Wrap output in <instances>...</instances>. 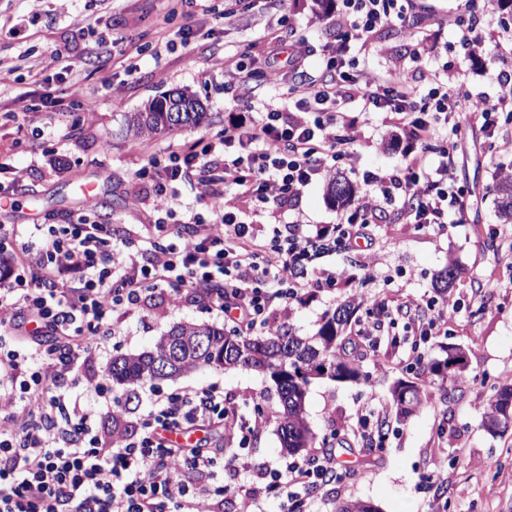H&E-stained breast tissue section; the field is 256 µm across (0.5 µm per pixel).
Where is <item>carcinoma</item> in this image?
I'll list each match as a JSON object with an SVG mask.
<instances>
[{
  "mask_svg": "<svg viewBox=\"0 0 512 512\" xmlns=\"http://www.w3.org/2000/svg\"><path fill=\"white\" fill-rule=\"evenodd\" d=\"M197 101L186 91L176 90L152 99L141 112L127 116L126 132L134 138L158 136L175 130L195 128L207 119L203 106L194 112H167L171 101ZM499 212L506 223H512V178L498 182ZM326 194L343 205L352 201L354 188L347 179L333 173L326 182ZM362 302L351 296L332 311L326 312L317 331L300 336L283 326L265 336H249L237 330H228L208 324H180L160 337L153 349L138 355L112 358L108 372L120 384L172 378L207 366L214 369H245L264 372L274 384L282 411L278 432L283 448L296 453L312 448L319 441L310 428L305 410L307 389L320 378L321 362L335 363L342 372L340 379L347 382H365L369 373L364 370L357 347H347L345 336L352 318L361 309ZM205 339L207 348L198 350V340ZM444 357L427 363L428 371L445 381L459 376L466 368L467 354L459 346H441ZM424 392L415 383L407 385L404 396H392L396 415L406 418L420 406ZM498 427L501 434L512 427V384L491 386L487 412L482 426Z\"/></svg>",
  "mask_w": 512,
  "mask_h": 512,
  "instance_id": "carcinoma-1",
  "label": "carcinoma"
}]
</instances>
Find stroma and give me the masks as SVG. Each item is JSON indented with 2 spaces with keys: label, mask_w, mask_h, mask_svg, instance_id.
Here are the masks:
<instances>
[{
  "label": "stroma",
  "mask_w": 512,
  "mask_h": 512,
  "mask_svg": "<svg viewBox=\"0 0 512 512\" xmlns=\"http://www.w3.org/2000/svg\"><path fill=\"white\" fill-rule=\"evenodd\" d=\"M466 0H421L404 21L377 31L358 62L370 72L387 70L398 57L409 56L424 42L430 68H446L449 87L464 84L472 94L496 99V74L512 65V43L488 45L477 62L463 48L462 31L452 19ZM234 10L225 18V10ZM308 40L314 47L308 74L318 78L323 59L336 42L332 19L314 10L313 0H285L273 16L267 0H73L69 14L44 4L32 13L28 0H0V66L11 69L0 84V187L11 193L14 209L0 210V224H65L83 207L82 183H97L111 212L97 210L93 219L112 227L115 238L145 233L153 223L150 180L135 172L149 157H165L228 129L233 113L262 111L285 92L291 76L273 75L263 67L271 38ZM50 67H42L44 59ZM223 67H213V59ZM248 93L239 90L240 80ZM85 94H70L71 84ZM173 89L196 94L208 121L195 129L164 137L133 138L123 133L128 113ZM360 136L353 166L359 171L397 168L402 163L396 138L402 130L382 115L361 113ZM61 124L59 141L42 127ZM455 137L451 173L469 190L465 223L445 231L420 229L398 219L397 207L385 205L386 221L378 225V257L363 266L364 252L347 248L316 259L343 275H356L360 295L375 303L413 306L435 299V278L449 261L462 268L448 297L461 307L448 320V333L431 337L427 359L440 357L441 344H456L469 353L467 371L438 382L418 374L405 360L408 344L392 346L403 327H384L364 366L366 384L313 381L306 397L310 428L342 456L343 478L312 489L314 512H334L337 502L364 501L379 512H512V429L491 436L482 427L490 395L489 383L512 380V224L497 212L496 170L512 166V148L496 147L480 122L461 124ZM24 170L21 182L11 172ZM351 212L330 201L324 179L303 188L295 208L264 212L254 222L263 234L287 224L310 230L335 224ZM342 288L313 289L294 302L288 326L297 334H313L323 314L343 302ZM223 325L224 317L200 302L169 304L134 311L120 325L125 342L94 350L78 362L82 379L103 375L113 356L151 350L160 336L184 323ZM406 379L426 389L416 412L397 421L391 387ZM216 385L235 409L251 414L261 404L265 421L250 438L246 453L254 466L280 467L290 455L282 448L278 427L280 401L263 374L242 369L199 368L172 379L151 382L168 392ZM383 407V447L355 439L347 428L363 406ZM216 481L224 487V512H280L282 502L262 495L245 501L241 491L251 479L231 465L218 466Z\"/></svg>",
  "instance_id": "obj_1"
}]
</instances>
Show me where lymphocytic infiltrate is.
Here are the masks:
<instances>
[{"label":"lymphocytic infiltrate","mask_w":512,"mask_h":512,"mask_svg":"<svg viewBox=\"0 0 512 512\" xmlns=\"http://www.w3.org/2000/svg\"><path fill=\"white\" fill-rule=\"evenodd\" d=\"M414 0H340L332 14L336 47L321 80L303 77L312 53L304 43L274 40L266 63H287L296 81L294 102L267 104L247 123L151 159L137 172L154 182L158 217L152 234L114 241L107 225L80 215L40 233L0 225L14 244V266L0 278V512H220L211 488L216 455L202 445L167 441L166 433L219 428L246 447L262 423L226 407L214 386L150 392L135 430L99 435L96 408L60 391L81 354L105 338L120 344V316L139 309L147 292L178 283L202 294L241 332L265 334L289 318L304 290L298 274L311 264L305 238L259 237L238 207L215 187L236 189L254 210L282 209L314 179L352 161L354 128L347 111L386 113L406 133L405 164L361 174L368 191L341 227L321 226L319 241L344 229L349 243L371 242L379 203L399 202L407 223L445 226L463 216L468 190L449 174L450 120L472 117L495 133L512 113V72L496 76L502 91L490 101L449 91L438 72L407 76L395 66L381 73L359 69L351 41L404 19ZM195 182L207 215H188L192 234L171 228L180 187ZM265 492L284 497L287 512H310L306 493L335 480L336 456L295 459L259 475Z\"/></svg>","instance_id":"f902f5d3"}]
</instances>
